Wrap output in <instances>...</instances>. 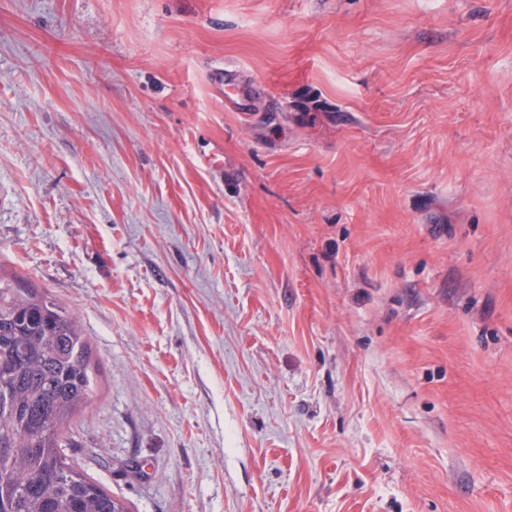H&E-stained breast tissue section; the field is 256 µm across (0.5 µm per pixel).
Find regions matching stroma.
<instances>
[{"mask_svg": "<svg viewBox=\"0 0 512 512\" xmlns=\"http://www.w3.org/2000/svg\"><path fill=\"white\" fill-rule=\"evenodd\" d=\"M0 273L129 512H512V0H0Z\"/></svg>", "mask_w": 512, "mask_h": 512, "instance_id": "35a3bbf8", "label": "stroma"}]
</instances>
